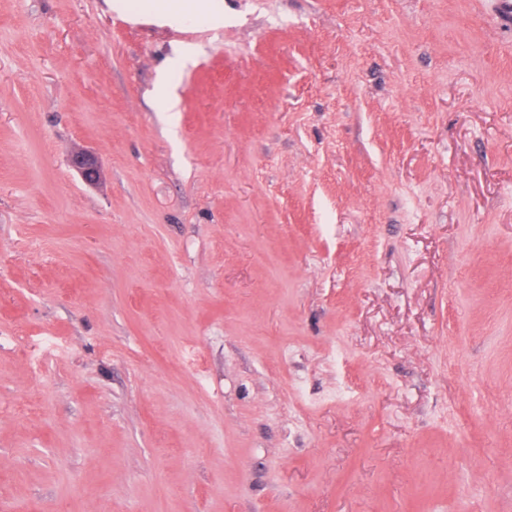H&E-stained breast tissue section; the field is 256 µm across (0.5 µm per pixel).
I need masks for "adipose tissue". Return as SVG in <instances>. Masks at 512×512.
<instances>
[{"mask_svg":"<svg viewBox=\"0 0 512 512\" xmlns=\"http://www.w3.org/2000/svg\"><path fill=\"white\" fill-rule=\"evenodd\" d=\"M111 11L134 20L155 19L181 28H219L224 0H105Z\"/></svg>","mask_w":512,"mask_h":512,"instance_id":"ef3b65f1","label":"adipose tissue"}]
</instances>
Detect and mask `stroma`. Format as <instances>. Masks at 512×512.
<instances>
[{"instance_id":"obj_1","label":"stroma","mask_w":512,"mask_h":512,"mask_svg":"<svg viewBox=\"0 0 512 512\" xmlns=\"http://www.w3.org/2000/svg\"><path fill=\"white\" fill-rule=\"evenodd\" d=\"M0 512H512L497 0H0ZM110 11L133 20L155 19L171 27L224 26V0H105ZM72 165L87 182L96 181L102 171L101 162L92 154L80 153L75 155L72 159Z\"/></svg>"}]
</instances>
